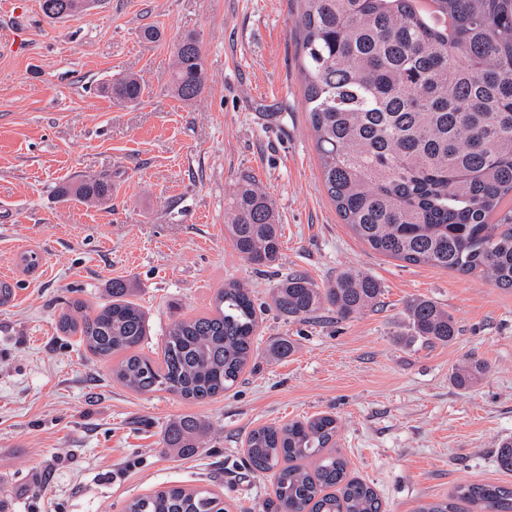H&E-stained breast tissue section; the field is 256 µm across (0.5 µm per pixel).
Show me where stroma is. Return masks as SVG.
Instances as JSON below:
<instances>
[{"label":"stroma","instance_id":"1","mask_svg":"<svg viewBox=\"0 0 512 512\" xmlns=\"http://www.w3.org/2000/svg\"><path fill=\"white\" fill-rule=\"evenodd\" d=\"M299 0H104L47 19L40 0H0V488L13 512H122L170 486H208L229 512H264L272 478L244 463L247 433L319 412L336 446L387 512H416L468 483L512 485L495 452L512 437V290L478 276L375 253L352 234L322 185L305 109ZM159 36L146 40L145 25ZM201 43L206 85L183 104L170 91L175 43ZM133 74L141 103L98 88ZM77 174L112 181L100 205L60 201ZM259 183L282 224L277 263L258 271L224 230L236 183ZM349 266L374 276L382 304L347 320L302 322L269 306L281 274L326 285ZM116 279L133 281L152 319L143 352L161 354L174 316L204 313L236 279L265 305L259 350L237 387L192 404L114 382L110 363L61 333L69 301L96 306ZM429 299L458 327L447 344L412 336L410 305ZM291 355L270 358L280 339ZM488 371L469 390L451 371ZM192 414L206 447L160 444L169 420ZM487 370L484 362L470 359L459 364L452 372L454 384L464 390L475 387Z\"/></svg>","mask_w":512,"mask_h":512}]
</instances>
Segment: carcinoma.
<instances>
[{
    "label": "carcinoma",
    "mask_w": 512,
    "mask_h": 512,
    "mask_svg": "<svg viewBox=\"0 0 512 512\" xmlns=\"http://www.w3.org/2000/svg\"><path fill=\"white\" fill-rule=\"evenodd\" d=\"M101 0H41L49 19L89 10ZM301 0L297 18L305 105L315 132L323 185L340 219L371 250L412 265H429L512 289V0ZM171 89L184 103L205 85L202 49L186 35L172 51ZM134 76L100 85L119 104L141 101ZM63 201L106 203L112 183L83 176L59 184ZM236 253L254 269L273 265L282 233L272 199L256 184H239L224 212ZM134 286L116 281L93 310L80 301L60 328L80 334L112 379L138 394L167 392L204 403L232 389L253 359L256 302L237 280L216 290L209 312L170 323L161 359L141 353L149 333ZM380 282L357 267L322 288L291 272L271 289L273 306L290 319L330 307L349 318L374 308ZM414 338L447 344L457 323L437 303L409 307ZM487 370L470 359L454 384L475 387ZM330 414L263 425L246 437V460L273 477L265 507L274 512H384L369 483L352 477L336 447ZM206 428L195 416L173 419L165 447L198 450ZM512 512V487L458 485L416 512ZM126 512H221L204 486H169L135 497Z\"/></svg>",
    "instance_id": "cac0c4a2"
}]
</instances>
